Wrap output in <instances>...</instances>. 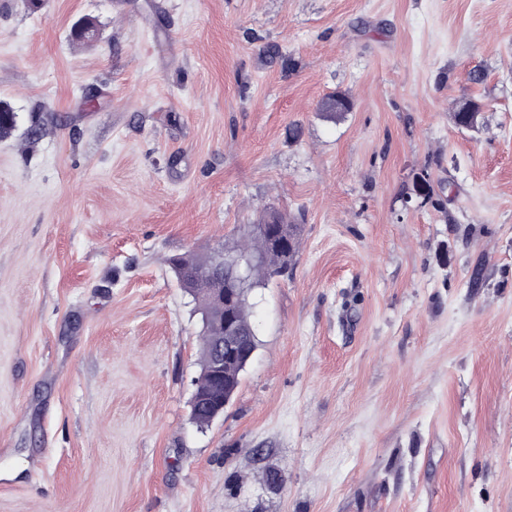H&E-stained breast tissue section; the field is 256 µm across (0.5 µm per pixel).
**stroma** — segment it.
Returning <instances> with one entry per match:
<instances>
[{
    "mask_svg": "<svg viewBox=\"0 0 512 512\" xmlns=\"http://www.w3.org/2000/svg\"><path fill=\"white\" fill-rule=\"evenodd\" d=\"M0 101V512H512V0H0ZM266 209L201 428L169 260ZM279 215L282 224H258L262 223L261 221L265 219L264 213L262 219L259 220L256 226L261 228L262 231L270 237L277 236L280 238L284 231V225L288 224L284 233L287 242L289 239V247L285 250L279 252L270 250L266 245V241L256 233L252 234L247 240L236 247H225L235 249L243 253H257L260 257L259 262L251 268L248 283L244 288H239L240 290L237 292L233 291L231 295L227 297L224 296V293L228 294L231 289H224L225 272L223 251L219 253L223 261V265L217 267V269H213V279L218 284L222 283L221 285L223 288H216V291L220 295L221 299L224 300V313L228 312L231 314L244 339L251 337L249 335H251L253 329L248 302L249 291L252 287L265 279L288 272V269L293 265V258L296 253L301 225L294 224V220H290L284 213L280 212ZM222 271L224 272V277H222ZM226 334L225 336H218L215 351L213 355V373L215 378V385L217 395L215 398L207 399L209 404H214L216 409V415L224 413V407L227 402L224 403V380L228 384L231 391H236L240 383V377L243 369L236 363H229L224 365V361L232 360L238 354L239 342L236 333L232 332L231 323L229 318L226 319ZM229 328V330H228ZM226 340V341H225ZM223 394H219L222 391Z\"/></svg>",
    "mask_w": 512,
    "mask_h": 512,
    "instance_id": "1",
    "label": "stroma"
}]
</instances>
